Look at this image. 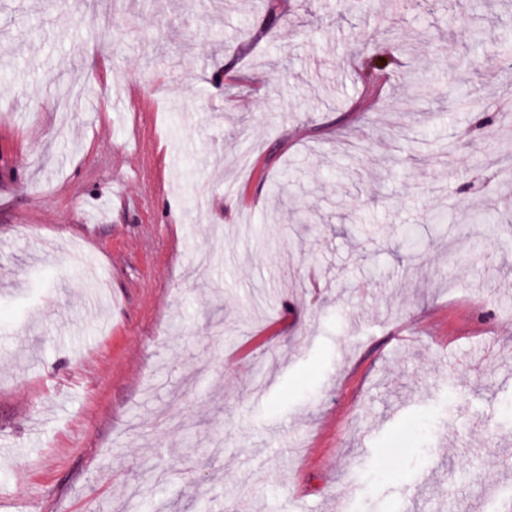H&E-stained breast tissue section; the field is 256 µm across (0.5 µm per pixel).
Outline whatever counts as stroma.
<instances>
[{
	"label": "stroma",
	"mask_w": 512,
	"mask_h": 512,
	"mask_svg": "<svg viewBox=\"0 0 512 512\" xmlns=\"http://www.w3.org/2000/svg\"><path fill=\"white\" fill-rule=\"evenodd\" d=\"M383 11L0 0V512L512 487V246L469 221L512 210V0ZM386 25L409 51L365 103ZM410 70L466 104L396 111Z\"/></svg>",
	"instance_id": "obj_1"
}]
</instances>
